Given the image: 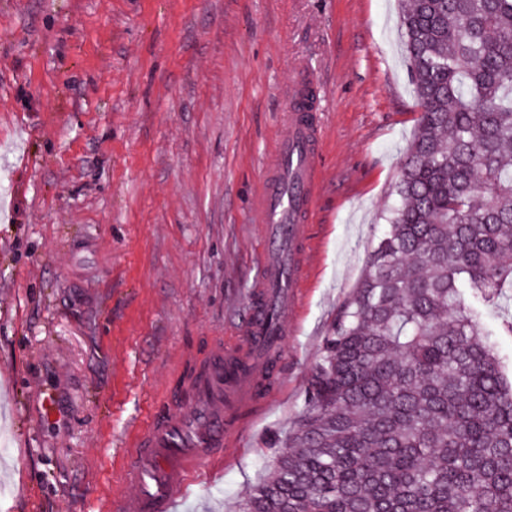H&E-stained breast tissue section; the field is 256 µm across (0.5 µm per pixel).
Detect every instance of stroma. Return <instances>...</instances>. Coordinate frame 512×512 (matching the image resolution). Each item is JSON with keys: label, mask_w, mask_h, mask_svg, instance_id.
I'll return each instance as SVG.
<instances>
[{"label": "stroma", "mask_w": 512, "mask_h": 512, "mask_svg": "<svg viewBox=\"0 0 512 512\" xmlns=\"http://www.w3.org/2000/svg\"><path fill=\"white\" fill-rule=\"evenodd\" d=\"M397 0H0V512H107L136 423L230 333L304 62L321 189L285 398L179 512H238L288 443L365 273L420 108ZM60 412L52 419L46 403Z\"/></svg>", "instance_id": "1"}]
</instances>
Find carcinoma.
Returning <instances> with one entry per match:
<instances>
[{"mask_svg": "<svg viewBox=\"0 0 512 512\" xmlns=\"http://www.w3.org/2000/svg\"><path fill=\"white\" fill-rule=\"evenodd\" d=\"M420 118L288 447L240 512H512V0H401Z\"/></svg>", "mask_w": 512, "mask_h": 512, "instance_id": "carcinoma-1", "label": "carcinoma"}]
</instances>
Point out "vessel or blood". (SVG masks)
<instances>
[{"instance_id": "b4317fda", "label": "vessel or blood", "mask_w": 512, "mask_h": 512, "mask_svg": "<svg viewBox=\"0 0 512 512\" xmlns=\"http://www.w3.org/2000/svg\"><path fill=\"white\" fill-rule=\"evenodd\" d=\"M285 132L267 166L255 215L263 226L260 269L248 296V315L206 354L184 363L163 399L175 411H148L123 459L120 479L132 485V504L114 512H175L178 495L198 472L224 456L244 427L281 397L288 316L299 304L305 276V226L320 190L317 159L323 143L317 86L300 75L288 92Z\"/></svg>"}]
</instances>
